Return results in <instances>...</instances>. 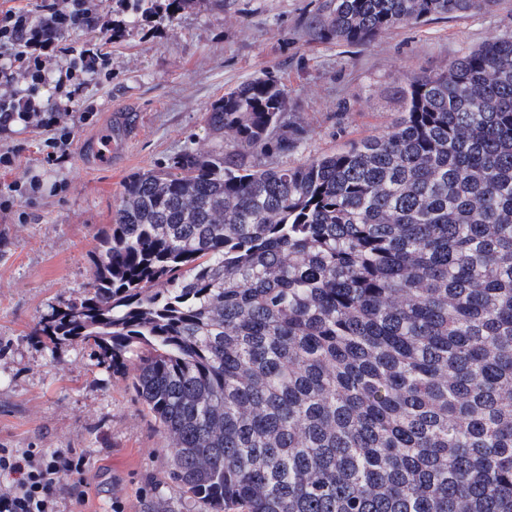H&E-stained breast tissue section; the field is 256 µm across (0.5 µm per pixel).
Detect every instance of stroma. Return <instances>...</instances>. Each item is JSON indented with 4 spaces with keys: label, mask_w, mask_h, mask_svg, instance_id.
Wrapping results in <instances>:
<instances>
[{
    "label": "stroma",
    "mask_w": 512,
    "mask_h": 512,
    "mask_svg": "<svg viewBox=\"0 0 512 512\" xmlns=\"http://www.w3.org/2000/svg\"><path fill=\"white\" fill-rule=\"evenodd\" d=\"M319 0H188L174 24L131 23V0H112L123 25L112 45L111 81L91 83L85 124L72 112L71 157L44 161L42 135L16 128L0 149L19 151L41 179L39 192L0 212V448L74 449L82 472L63 476L56 512H188L180 490L164 484L168 442L130 377L99 363L81 343L37 341L36 324L86 294L98 238L111 223L124 184L208 144L207 107L225 89L264 71L287 86L296 150L256 157L292 166L377 134L402 112L397 95L413 75L512 30V0L479 11L388 31L370 45L324 43L306 20ZM85 493L78 504L77 493Z\"/></svg>",
    "instance_id": "35a3bbf8"
}]
</instances>
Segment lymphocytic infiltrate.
Instances as JSON below:
<instances>
[{
  "instance_id": "lymphocytic-infiltrate-1",
  "label": "lymphocytic infiltrate",
  "mask_w": 512,
  "mask_h": 512,
  "mask_svg": "<svg viewBox=\"0 0 512 512\" xmlns=\"http://www.w3.org/2000/svg\"><path fill=\"white\" fill-rule=\"evenodd\" d=\"M106 26L86 0H73L66 8L41 0L34 14L0 10V86L12 88L0 94V130L20 123L44 133L46 163L68 157L72 135L65 119L80 105L87 83L101 77L110 55L107 40L79 43L71 35ZM61 58L65 69L54 70ZM82 467V458L69 448L49 457L33 448H0V512H54L62 474Z\"/></svg>"
}]
</instances>
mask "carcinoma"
I'll return each mask as SVG.
<instances>
[{
  "mask_svg": "<svg viewBox=\"0 0 512 512\" xmlns=\"http://www.w3.org/2000/svg\"><path fill=\"white\" fill-rule=\"evenodd\" d=\"M497 0H321L327 43ZM389 129L286 167L287 87L134 174L87 295L35 335L94 348L197 512H512V30L399 91Z\"/></svg>",
  "mask_w": 512,
  "mask_h": 512,
  "instance_id": "1",
  "label": "carcinoma"
}]
</instances>
